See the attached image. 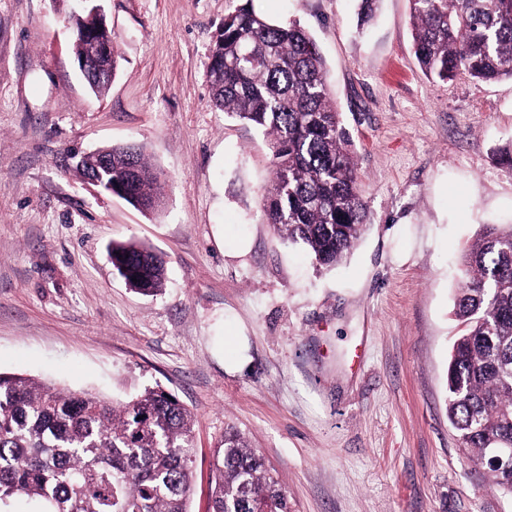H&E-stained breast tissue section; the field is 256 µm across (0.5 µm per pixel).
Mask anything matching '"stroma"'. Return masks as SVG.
Here are the masks:
<instances>
[{
	"label": "stroma",
	"instance_id": "35a3bbf8",
	"mask_svg": "<svg viewBox=\"0 0 512 512\" xmlns=\"http://www.w3.org/2000/svg\"><path fill=\"white\" fill-rule=\"evenodd\" d=\"M251 5L315 40L368 208L347 257L317 270L268 223L269 138L218 110L207 77L227 14ZM119 54L94 96L65 0H0V372L113 402L162 385L195 415L190 512H211L213 451L239 431L291 512H512L448 422L461 257L512 224V79L427 77L409 0H105ZM143 146L146 213L81 178L74 152ZM163 254L162 292L113 269L110 243ZM239 337L247 364L224 366Z\"/></svg>",
	"mask_w": 512,
	"mask_h": 512
}]
</instances>
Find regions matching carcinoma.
Returning <instances> with one entry per match:
<instances>
[{"instance_id": "1", "label": "carcinoma", "mask_w": 512, "mask_h": 512, "mask_svg": "<svg viewBox=\"0 0 512 512\" xmlns=\"http://www.w3.org/2000/svg\"><path fill=\"white\" fill-rule=\"evenodd\" d=\"M379 0H359L360 26ZM413 47L425 72L448 80L512 79V0H411ZM77 58L90 57L100 18L72 8ZM210 90L219 109L272 140L273 178L261 204L274 230L304 247L319 268L350 252L367 221L349 133L324 61L297 24H274L242 7L224 18L210 49ZM101 188L152 210L161 179L139 146L112 148ZM113 268L154 295L165 261L151 248L114 243ZM453 312L464 326L448 362V419L498 490L512 494V227L483 226L461 260ZM193 416L175 395L147 388L114 404L32 378L0 374V512L25 498L34 512H188ZM212 512H290L281 480L239 433L213 454Z\"/></svg>"}]
</instances>
